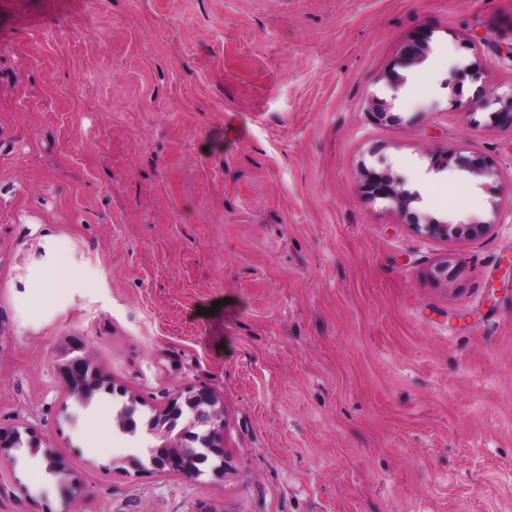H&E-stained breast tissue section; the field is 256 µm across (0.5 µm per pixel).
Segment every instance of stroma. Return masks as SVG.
<instances>
[{"mask_svg": "<svg viewBox=\"0 0 512 512\" xmlns=\"http://www.w3.org/2000/svg\"><path fill=\"white\" fill-rule=\"evenodd\" d=\"M511 43L512 0H0V427L81 479L1 454L0 512H512ZM368 169L492 229L417 234ZM77 337L143 414L214 392L223 476L136 469L155 438L60 383ZM436 169L452 168L458 173L476 178H497L499 171L493 158L484 155L448 153L437 155L432 160ZM68 267L65 262L57 258L47 269L38 288L41 290V297L45 302L53 301L58 293L67 284L66 271Z\"/></svg>", "mask_w": 512, "mask_h": 512, "instance_id": "35a3bbf8", "label": "stroma"}]
</instances>
